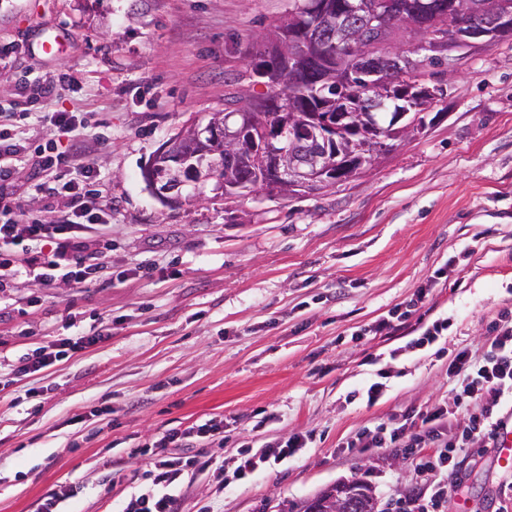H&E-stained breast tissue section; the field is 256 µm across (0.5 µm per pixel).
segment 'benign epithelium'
<instances>
[{"instance_id":"1","label":"benign epithelium","mask_w":512,"mask_h":512,"mask_svg":"<svg viewBox=\"0 0 512 512\" xmlns=\"http://www.w3.org/2000/svg\"><path fill=\"white\" fill-rule=\"evenodd\" d=\"M352 7L377 33L372 44L363 45L361 31L350 24L344 7L318 0L311 23L297 29L310 34L319 26L332 31L333 39L325 45L306 39L305 46L288 54L289 71L305 74L315 61L325 58L336 70V82L346 85L357 69L364 76L362 88L372 92L371 99L399 98L406 113L423 112L429 102L447 95L446 84L433 75L434 59H448L451 74L453 51L512 31L509 0H448V11L429 21L411 0H365ZM353 93L352 88L344 91L336 111L309 119L301 128L300 150L275 151L270 146L276 133L292 125L286 117L273 128L260 127V137L253 138L249 147L244 145L242 130L225 124L220 114L210 116L204 125L192 122L159 149L145 170V180L169 205L179 203L191 187H209L227 200L234 198L237 189L288 195L349 181L378 159L389 141L370 123V110L349 103ZM352 131L364 133V141L354 143ZM331 144L338 157L359 155V164L344 171L334 169ZM221 153L222 166L213 162Z\"/></svg>"}]
</instances>
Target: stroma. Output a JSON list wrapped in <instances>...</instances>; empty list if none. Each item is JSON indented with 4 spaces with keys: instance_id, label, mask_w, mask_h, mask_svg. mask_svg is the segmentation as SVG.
<instances>
[{
    "instance_id": "35a3bbf8",
    "label": "stroma",
    "mask_w": 512,
    "mask_h": 512,
    "mask_svg": "<svg viewBox=\"0 0 512 512\" xmlns=\"http://www.w3.org/2000/svg\"><path fill=\"white\" fill-rule=\"evenodd\" d=\"M288 0H0V108L23 72L70 75L47 112H79L104 177L111 231L92 248L116 278L78 288L0 289V512H37L59 486L62 512H113L112 471L138 491L146 445L217 417L226 439L198 445L213 468L185 472L181 512H299L338 483L368 484L378 505L415 489L412 465L374 448H342L367 421L452 400L454 351L479 349L512 310V43L461 49L433 124L355 178L314 194L212 193L159 202L142 169L186 124L206 123L224 96L264 93L248 61L288 13ZM66 39L54 55L39 39ZM427 321L448 329L409 348L406 327L367 329L409 301L439 267ZM106 339L29 377L11 366L72 329ZM402 348L400 356L391 351ZM389 370L374 405L349 392ZM273 413L257 427V410ZM308 432L312 447L249 482L219 488L248 447ZM444 512H512V469L494 449L462 459Z\"/></svg>"
}]
</instances>
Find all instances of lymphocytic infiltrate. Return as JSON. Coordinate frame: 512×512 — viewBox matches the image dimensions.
<instances>
[{"mask_svg": "<svg viewBox=\"0 0 512 512\" xmlns=\"http://www.w3.org/2000/svg\"><path fill=\"white\" fill-rule=\"evenodd\" d=\"M18 118L52 124L71 144L63 150L28 148L0 131V271L9 277H26L40 288L60 281H94L105 267L92 261L88 239L91 231L107 228L108 223L94 206L100 171L84 158L83 121L76 112H41L34 107L22 108ZM25 165L36 177V192L68 200L69 216L46 221L26 213L14 195L16 175ZM101 339L96 332L57 339L50 351L22 357L15 372L21 376L37 373ZM448 376L454 382L452 403L435 401L405 410L360 428L346 442L350 448L397 450L410 460L418 490L408 499L388 503L389 512H442L453 490L448 475L456 469L457 456L468 448L495 447L499 427L512 418V319L489 324L480 353L458 350ZM309 441V436L295 433L287 440L266 443L255 453H243L232 471V481L244 480L266 464L295 457ZM211 465V459L203 456L158 459L142 474L145 489L119 499L117 512H176L175 490L184 472L205 471Z\"/></svg>", "mask_w": 512, "mask_h": 512, "instance_id": "lymphocytic-infiltrate-1", "label": "lymphocytic infiltrate"}]
</instances>
